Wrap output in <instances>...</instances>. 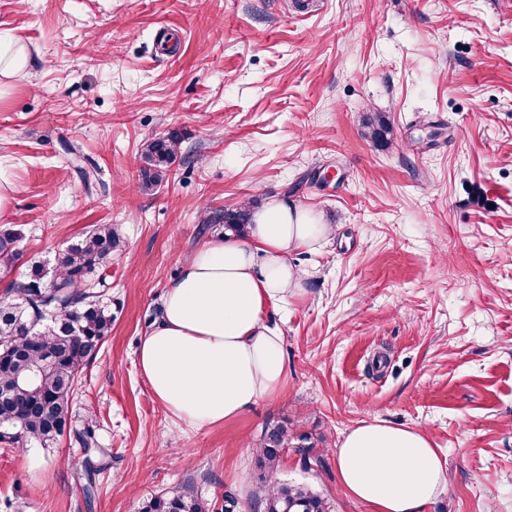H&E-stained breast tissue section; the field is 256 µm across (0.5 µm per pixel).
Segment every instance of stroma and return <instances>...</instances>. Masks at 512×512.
<instances>
[{"instance_id":"35a3bbf8","label":"stroma","mask_w":512,"mask_h":512,"mask_svg":"<svg viewBox=\"0 0 512 512\" xmlns=\"http://www.w3.org/2000/svg\"><path fill=\"white\" fill-rule=\"evenodd\" d=\"M0 31L33 60L0 99L4 218L25 237L12 277L96 224L125 251L120 304L75 396L107 467L85 499L83 450L0 448L10 512H138L195 484L260 512L255 448L287 422L325 459L280 476L346 495L334 449L375 419L426 430L446 489L424 512H512V0H0ZM385 114L390 146L362 137ZM178 132L165 180L143 189L142 145ZM323 215L300 250L305 294L271 313L280 392L194 430L136 366L183 262L224 227L214 210L270 199Z\"/></svg>"}]
</instances>
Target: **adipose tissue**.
Here are the masks:
<instances>
[{"mask_svg": "<svg viewBox=\"0 0 512 512\" xmlns=\"http://www.w3.org/2000/svg\"><path fill=\"white\" fill-rule=\"evenodd\" d=\"M333 231L320 217L274 199L249 216L247 238L202 244L163 295L162 315L142 336L137 367L156 401L204 429L232 421L285 379L283 336L270 309L304 294L293 252ZM345 493L371 512H423L445 488V470L423 430L365 421L336 447Z\"/></svg>", "mask_w": 512, "mask_h": 512, "instance_id": "ef3b65f1", "label": "adipose tissue"}]
</instances>
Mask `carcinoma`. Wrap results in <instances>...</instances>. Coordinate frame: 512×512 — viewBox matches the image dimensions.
<instances>
[{
  "label": "carcinoma",
  "mask_w": 512,
  "mask_h": 512,
  "mask_svg": "<svg viewBox=\"0 0 512 512\" xmlns=\"http://www.w3.org/2000/svg\"><path fill=\"white\" fill-rule=\"evenodd\" d=\"M389 121L377 112L365 120L362 136L381 146L391 144ZM181 137L171 132L146 141V186L162 182ZM220 220L245 235L246 206L224 209ZM22 229L0 226V274H8L19 257ZM126 242L115 224H97L55 258L32 262L29 275L11 281L0 297V444L12 448H53L73 423V394L82 370L100 352L116 319L105 275ZM95 416L73 430L84 448L85 496L96 492L91 455L101 453ZM295 436L286 424L269 425L261 434L257 464L263 481V512H332L327 499L303 484L279 477L285 448ZM140 512H214V505L187 484L170 495L153 496Z\"/></svg>",
  "instance_id": "cac0c4a2"
}]
</instances>
